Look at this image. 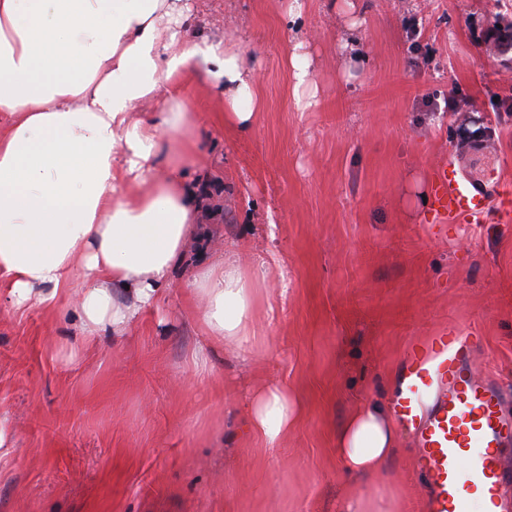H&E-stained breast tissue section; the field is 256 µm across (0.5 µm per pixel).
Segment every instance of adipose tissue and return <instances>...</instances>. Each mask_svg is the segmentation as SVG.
<instances>
[{
	"label": "adipose tissue",
	"instance_id": "ef3b65f1",
	"mask_svg": "<svg viewBox=\"0 0 512 512\" xmlns=\"http://www.w3.org/2000/svg\"><path fill=\"white\" fill-rule=\"evenodd\" d=\"M191 12L190 0H0V288L14 310L66 303L84 341L123 337L157 306L188 242L206 239L198 116L181 81L204 71L225 125L243 132L259 97L237 31L190 34ZM158 99L162 110L145 117ZM270 263L219 252L184 281L209 339L190 354L196 372L208 371L212 346L251 358ZM299 414L286 386L267 383L242 430L272 447ZM397 436L388 409L359 407L336 432V459L370 477Z\"/></svg>",
	"mask_w": 512,
	"mask_h": 512
}]
</instances>
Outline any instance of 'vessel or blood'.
Returning a JSON list of instances; mask_svg holds the SVG:
<instances>
[{"mask_svg":"<svg viewBox=\"0 0 512 512\" xmlns=\"http://www.w3.org/2000/svg\"><path fill=\"white\" fill-rule=\"evenodd\" d=\"M512 210V188L495 195L457 177L451 163L434 172L431 209L449 220L476 221L489 206ZM471 338L453 329L406 349L394 390L395 418L416 437L427 512H512L503 487L511 475L499 450L512 444V409L499 383L477 379L469 367Z\"/></svg>","mask_w":512,"mask_h":512,"instance_id":"1","label":"vessel or blood"}]
</instances>
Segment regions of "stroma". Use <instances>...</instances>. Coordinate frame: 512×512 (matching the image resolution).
<instances>
[{
  "mask_svg": "<svg viewBox=\"0 0 512 512\" xmlns=\"http://www.w3.org/2000/svg\"><path fill=\"white\" fill-rule=\"evenodd\" d=\"M192 0L190 30L235 27L257 71L253 129L224 127L204 73L185 91L207 121L198 173L215 247L273 252L263 350L215 351L199 377L197 305L179 281L117 342H84L69 311L24 313L0 294V512H341L359 489L376 512H423L409 429L357 485L332 453L356 407L389 403L408 345L471 334L478 373L512 371V215L434 218V171L512 184V0ZM313 60L298 110L287 60ZM356 77L345 80V62ZM303 403L269 448L239 432L267 378Z\"/></svg>",
  "mask_w": 512,
  "mask_h": 512,
  "instance_id": "1",
  "label": "stroma"
}]
</instances>
